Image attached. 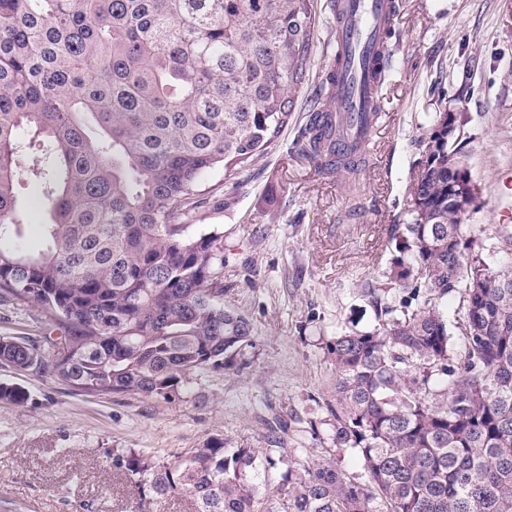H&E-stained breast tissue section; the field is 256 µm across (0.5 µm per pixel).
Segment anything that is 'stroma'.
Returning a JSON list of instances; mask_svg holds the SVG:
<instances>
[{
    "instance_id": "1",
    "label": "stroma",
    "mask_w": 512,
    "mask_h": 512,
    "mask_svg": "<svg viewBox=\"0 0 512 512\" xmlns=\"http://www.w3.org/2000/svg\"><path fill=\"white\" fill-rule=\"evenodd\" d=\"M329 0H315L311 66L294 120L277 145L239 174H209L195 230L224 236V307L248 317L251 347L230 370L193 375L180 399L89 397L50 373L0 365V382L24 387L21 406L0 402V512H129L130 490L112 451L133 448L161 461L220 434L229 448L288 463L339 458L324 402L333 368L324 346L351 329L370 331L414 308L392 279L390 237L412 220L408 193L436 114L458 113L462 153L476 197L463 218L473 255L495 251L494 271L512 273V0H398L389 40L394 65L381 119L355 176L324 174L298 152L300 120L334 58ZM24 240L43 244V207L33 186L17 188ZM54 336L36 307L0 305V335Z\"/></svg>"
}]
</instances>
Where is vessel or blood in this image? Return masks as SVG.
Returning a JSON list of instances; mask_svg holds the SVG:
<instances>
[{"instance_id": "1", "label": "vessel or blood", "mask_w": 512, "mask_h": 512, "mask_svg": "<svg viewBox=\"0 0 512 512\" xmlns=\"http://www.w3.org/2000/svg\"><path fill=\"white\" fill-rule=\"evenodd\" d=\"M394 6L395 0H336L333 7L340 63L326 113L337 144L354 147L357 161L379 119L376 68L388 53Z\"/></svg>"}]
</instances>
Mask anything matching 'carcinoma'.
<instances>
[{
    "label": "carcinoma",
    "mask_w": 512,
    "mask_h": 512,
    "mask_svg": "<svg viewBox=\"0 0 512 512\" xmlns=\"http://www.w3.org/2000/svg\"><path fill=\"white\" fill-rule=\"evenodd\" d=\"M314 0H0V301L37 307L61 331L0 336V361L50 372L89 396L174 401L189 376L229 369L253 326L224 309V240L197 235L199 185L238 174L293 118L310 68ZM318 168L355 173L321 109L300 128ZM41 192L44 243L28 249L16 185ZM410 224L395 228L393 278L416 306L325 345L333 366L331 461L261 479L224 436L172 461L112 453L132 512L183 492L194 512H512V274L467 252L448 207V146L424 169ZM463 294L465 348L454 355L439 300ZM444 392L422 391L432 372ZM28 392L0 383V402Z\"/></svg>",
    "instance_id": "obj_1"
}]
</instances>
